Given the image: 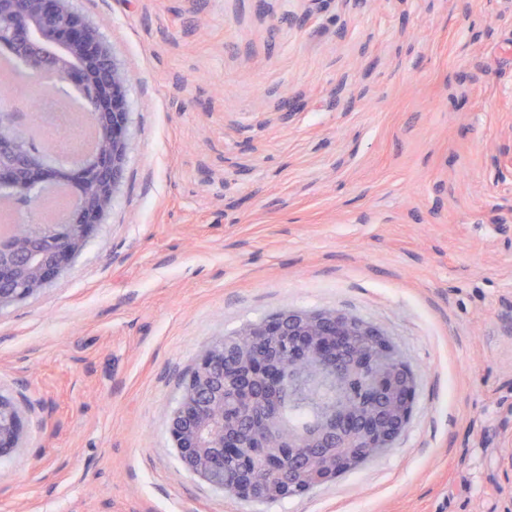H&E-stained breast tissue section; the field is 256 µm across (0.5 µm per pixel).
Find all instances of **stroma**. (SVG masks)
<instances>
[{
  "instance_id": "35a3bbf8",
  "label": "stroma",
  "mask_w": 512,
  "mask_h": 512,
  "mask_svg": "<svg viewBox=\"0 0 512 512\" xmlns=\"http://www.w3.org/2000/svg\"><path fill=\"white\" fill-rule=\"evenodd\" d=\"M128 78L112 208L0 311L26 420L0 512H512V0H74ZM377 327L392 448L258 503L168 433L212 340L283 310Z\"/></svg>"
}]
</instances>
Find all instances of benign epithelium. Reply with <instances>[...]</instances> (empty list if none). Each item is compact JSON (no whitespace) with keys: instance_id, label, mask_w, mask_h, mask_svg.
<instances>
[{"instance_id":"1","label":"benign epithelium","mask_w":512,"mask_h":512,"mask_svg":"<svg viewBox=\"0 0 512 512\" xmlns=\"http://www.w3.org/2000/svg\"><path fill=\"white\" fill-rule=\"evenodd\" d=\"M6 40L35 80L55 76L81 93L83 113L98 130L96 148L69 161L51 159L28 139L14 107L0 105V194L22 211L59 182L72 204L56 224L11 225L0 237V311L39 294L82 253L112 206L128 151L125 74L100 31L73 0H9ZM369 322L336 310H284L207 345L184 380L169 435L185 468L224 488V458L262 464L274 477L236 484L239 497L268 502L288 489L334 480L386 448L406 428L416 389L406 363ZM328 377L336 390L356 384L365 411L345 398L306 433L281 426L294 376ZM25 417L0 394V457L22 446Z\"/></svg>"}]
</instances>
